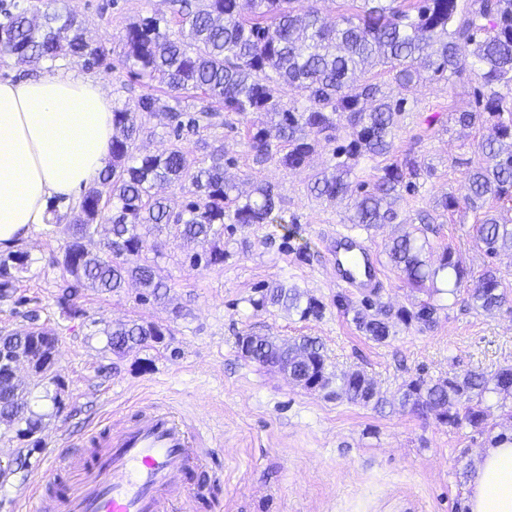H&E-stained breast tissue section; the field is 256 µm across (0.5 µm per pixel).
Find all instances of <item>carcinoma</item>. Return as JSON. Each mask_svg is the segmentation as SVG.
Returning <instances> with one entry per match:
<instances>
[{
	"mask_svg": "<svg viewBox=\"0 0 512 512\" xmlns=\"http://www.w3.org/2000/svg\"><path fill=\"white\" fill-rule=\"evenodd\" d=\"M346 13L329 23L316 11L297 13L292 0H204L200 8L189 0H173L180 34L160 28L157 18L130 24L124 38L125 60L139 78L156 81L174 91L201 90L224 108L226 115L258 113L271 126L246 127L250 150L258 159L278 157L286 169H298L316 149L305 131L336 139L341 120L352 129L350 141L336 147L332 172L315 178L309 190L335 200L350 191L348 177L357 160L367 154L384 156L393 148L392 130L406 110L407 98L392 99L379 83H356V75L376 65H387L394 81L409 88L424 69L442 77L469 70L481 82L480 107L461 110L455 120L464 127L492 123L481 143L484 163L468 176L467 202L476 208L486 200H512V0H346ZM0 54L16 63L42 66L51 71L66 58H81L86 65L103 62L105 49L88 42L75 16L65 10L40 11L31 4L0 20ZM302 94L305 104L284 102L288 90ZM148 112L179 132L216 125L213 108L183 112L153 95L139 100V112ZM114 134L109 161L100 174V185L89 187L75 203L70 240L59 263L71 283L57 297L67 316L82 314L76 299L84 287L107 293L120 292L127 281L143 288L141 298L161 301L167 297L156 262L159 254L148 244L151 229H166L189 240L210 243V248L187 257L198 269L224 262V225L276 222L275 195L269 185L244 196L224 177V154L215 152L210 164L188 159L184 148L173 143L162 153L142 154L136 145L138 112L112 104ZM420 167L412 158L393 162L355 204L350 222L366 229L392 222L393 206L402 187L414 186ZM176 185L187 194L178 210L158 196L160 185ZM109 226L112 237L93 254L84 240L98 226ZM477 239L484 254L512 252V224L494 217L477 225ZM430 243L420 229L406 232L388 248L391 263L401 270L407 284L429 295L455 294L468 276L467 268L450 247L437 263L427 260ZM28 254L11 251L0 256V301L16 293V273L26 268ZM504 279L492 265L485 266L469 295L470 304L493 313L505 302ZM281 305L300 318L318 317L322 305L302 301L296 288L262 286L255 307ZM435 305L398 311V319L429 324ZM30 327L23 332L0 333V378L7 377L17 354L30 363L31 379L18 385H0V427L14 438L28 441V453H18L14 472L29 467V453L42 447L39 437L44 421L64 413L62 383L51 371L50 359L58 354V337L43 331L38 314H26ZM359 330L381 343L390 336L386 321L368 315L355 317ZM104 350L123 358L163 342L164 329L152 323L130 321L99 330ZM238 353L262 367L275 368L309 390H325L359 405L383 404L375 382L361 370L336 374L329 370L323 342L312 336L280 340L253 332L237 337ZM401 407L421 416L432 415L454 428L485 427V402L494 396L512 399V365L488 376L470 371L462 376L427 380L416 377L398 388Z\"/></svg>",
	"mask_w": 512,
	"mask_h": 512,
	"instance_id": "1",
	"label": "carcinoma"
}]
</instances>
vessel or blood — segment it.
<instances>
[{
  "instance_id": "b4317fda",
  "label": "vessel or blood",
  "mask_w": 512,
  "mask_h": 512,
  "mask_svg": "<svg viewBox=\"0 0 512 512\" xmlns=\"http://www.w3.org/2000/svg\"><path fill=\"white\" fill-rule=\"evenodd\" d=\"M338 287L365 295L381 286L375 249L362 237L340 232L326 245ZM81 451L54 454L23 512H187L203 494L186 482L221 448L220 436L194 425L175 406L142 401L121 425L103 418L86 430Z\"/></svg>"
}]
</instances>
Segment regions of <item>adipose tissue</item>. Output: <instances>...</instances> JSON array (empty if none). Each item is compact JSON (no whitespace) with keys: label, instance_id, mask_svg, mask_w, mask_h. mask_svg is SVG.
<instances>
[{"label":"adipose tissue","instance_id":"ef3b65f1","mask_svg":"<svg viewBox=\"0 0 512 512\" xmlns=\"http://www.w3.org/2000/svg\"><path fill=\"white\" fill-rule=\"evenodd\" d=\"M112 99L79 72L0 80V250L46 224L49 203L97 180L112 143ZM467 512H512V443L487 447Z\"/></svg>","mask_w":512,"mask_h":512}]
</instances>
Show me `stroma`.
<instances>
[{
	"instance_id": "1",
	"label": "stroma",
	"mask_w": 512,
	"mask_h": 512,
	"mask_svg": "<svg viewBox=\"0 0 512 512\" xmlns=\"http://www.w3.org/2000/svg\"><path fill=\"white\" fill-rule=\"evenodd\" d=\"M82 21L85 32L101 43L105 66L91 70L102 79L118 105L138 107L147 93L163 96L169 105L196 112L210 106L203 92L183 98L157 83L132 76L123 54L126 27L143 17L162 19L169 32L178 26L169 0H55ZM479 81L472 72L445 79L423 74L405 96L407 110L393 130V151L364 156L350 176L351 196L327 201L308 190L313 175L334 165V150L350 129L340 124L335 140L321 141L307 165L288 170L276 160L257 161L250 152L245 128L257 117H236L233 125L213 126L174 138L169 127L140 113L141 151L161 153L180 141L191 160H208L224 152V171L243 192L269 183L280 195L276 224L236 226L225 233L223 264L190 269L187 255L204 251V244L187 242L167 232H152L160 254L158 271L169 290L165 301H140L141 289L129 284L121 293L82 289L77 300L82 316H63L56 298L69 276L59 263L70 238L68 220L46 225L19 245L29 255L26 271L16 284L25 305L0 302V329L27 324V311H37L39 323L59 339L56 373L63 390L65 414L47 422L44 445L30 457L29 467L0 485V512H20L32 479L43 470L58 431L73 439L104 413L120 422L123 406L146 393L186 404L208 424L224 431V447L189 482L207 481L222 473L216 485L222 512H464L462 491L484 449L488 432L512 430L497 401H490L488 432L468 426L453 428L435 418L401 408L397 389L406 379H438L476 370L494 373L512 364V254L487 259L476 238L484 214L512 219V201H487L471 208L466 200L467 172L482 162L486 126L463 127L454 112L475 105ZM413 151L424 169L415 188L401 190L394 223L364 231L381 254L383 286L373 295H351L326 273L325 242L337 229L349 226L360 184H370L386 164ZM454 196L458 205L443 211L440 201ZM435 216L424 234L435 252L452 248L469 272L455 296H428L410 288L403 275L386 261L390 240L417 224L419 211ZM306 258H299V251ZM505 278L507 301L495 313L475 309L468 296L487 263ZM282 283L323 305L317 318L299 319L278 306L254 308L259 286ZM432 301L437 310L429 325L407 326L392 321L389 338L370 340L354 320L356 310L412 308ZM110 324L134 320L165 330L156 348L116 359L104 352L93 321ZM254 331L277 339L320 338L334 372H367L387 400L384 409L354 405L293 383L286 375L242 359L236 338Z\"/></svg>"
}]
</instances>
